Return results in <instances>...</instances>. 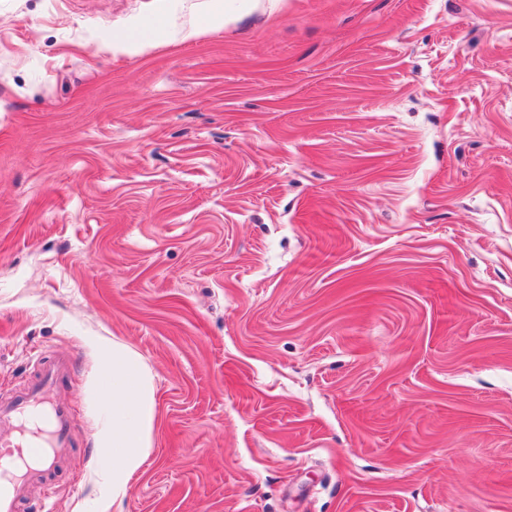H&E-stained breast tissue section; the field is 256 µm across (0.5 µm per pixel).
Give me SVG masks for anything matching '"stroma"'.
<instances>
[{
    "instance_id": "obj_1",
    "label": "stroma",
    "mask_w": 512,
    "mask_h": 512,
    "mask_svg": "<svg viewBox=\"0 0 512 512\" xmlns=\"http://www.w3.org/2000/svg\"><path fill=\"white\" fill-rule=\"evenodd\" d=\"M215 8L0 0V397L71 359L53 512H512V0ZM97 338L156 386L117 501Z\"/></svg>"
}]
</instances>
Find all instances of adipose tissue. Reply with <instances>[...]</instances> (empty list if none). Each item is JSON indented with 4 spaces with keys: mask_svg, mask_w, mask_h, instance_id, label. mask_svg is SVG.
<instances>
[{
    "mask_svg": "<svg viewBox=\"0 0 512 512\" xmlns=\"http://www.w3.org/2000/svg\"><path fill=\"white\" fill-rule=\"evenodd\" d=\"M99 348L103 381L98 395L112 412V426L99 433L98 445L112 454V496L118 499L151 453L156 388L138 353L117 343L103 342Z\"/></svg>",
    "mask_w": 512,
    "mask_h": 512,
    "instance_id": "1",
    "label": "adipose tissue"
}]
</instances>
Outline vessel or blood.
<instances>
[{
	"mask_svg": "<svg viewBox=\"0 0 512 512\" xmlns=\"http://www.w3.org/2000/svg\"><path fill=\"white\" fill-rule=\"evenodd\" d=\"M69 373L68 359L39 362L23 392L0 400V512H18L70 459L71 412L57 398Z\"/></svg>",
	"mask_w": 512,
	"mask_h": 512,
	"instance_id": "obj_1",
	"label": "vessel or blood"
}]
</instances>
